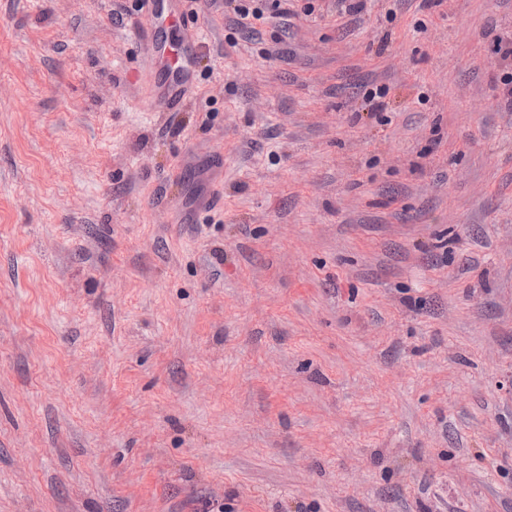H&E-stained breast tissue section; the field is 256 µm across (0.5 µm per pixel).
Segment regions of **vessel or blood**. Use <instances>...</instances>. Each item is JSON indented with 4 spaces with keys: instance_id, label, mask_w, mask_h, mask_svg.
I'll return each mask as SVG.
<instances>
[{
    "instance_id": "vessel-or-blood-1",
    "label": "vessel or blood",
    "mask_w": 512,
    "mask_h": 512,
    "mask_svg": "<svg viewBox=\"0 0 512 512\" xmlns=\"http://www.w3.org/2000/svg\"><path fill=\"white\" fill-rule=\"evenodd\" d=\"M201 37V32L190 31L147 43L146 61L161 88L158 101L167 109L178 108L189 92L194 53Z\"/></svg>"
}]
</instances>
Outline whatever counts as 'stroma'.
Listing matches in <instances>:
<instances>
[{
	"label": "stroma",
	"instance_id": "35a3bbf8",
	"mask_svg": "<svg viewBox=\"0 0 512 512\" xmlns=\"http://www.w3.org/2000/svg\"><path fill=\"white\" fill-rule=\"evenodd\" d=\"M150 10L0 0V512H512V0ZM237 2L233 8L235 23L241 28H253L252 21H260L264 18L266 0H231L225 3ZM202 33H177L147 42L146 61L161 88L158 102L169 110L178 108L188 95L194 53Z\"/></svg>",
	"mask_w": 512,
	"mask_h": 512
}]
</instances>
